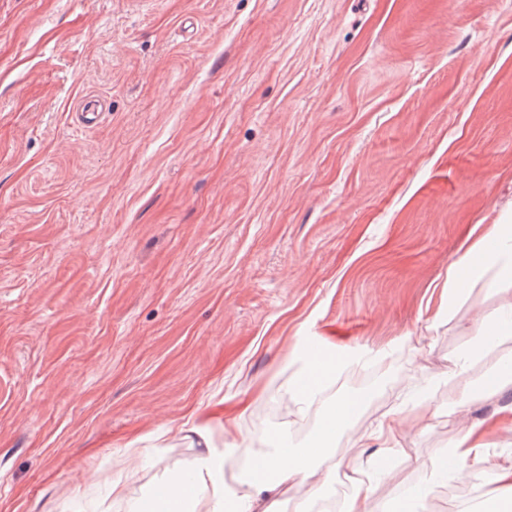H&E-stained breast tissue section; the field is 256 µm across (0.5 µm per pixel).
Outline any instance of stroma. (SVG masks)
Wrapping results in <instances>:
<instances>
[{
    "label": "stroma",
    "instance_id": "35a3bbf8",
    "mask_svg": "<svg viewBox=\"0 0 512 512\" xmlns=\"http://www.w3.org/2000/svg\"><path fill=\"white\" fill-rule=\"evenodd\" d=\"M509 210L512 0H0V512H127L193 467L190 413L232 471L356 396L323 499L385 457L384 512H485L496 484L427 473L512 407L481 387L512 340L465 421L446 377L495 303L448 268ZM314 337L375 389L300 410ZM418 396L400 453L370 440Z\"/></svg>",
    "mask_w": 512,
    "mask_h": 512
}]
</instances>
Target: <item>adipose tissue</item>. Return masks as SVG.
I'll use <instances>...</instances> for the list:
<instances>
[{
  "mask_svg": "<svg viewBox=\"0 0 512 512\" xmlns=\"http://www.w3.org/2000/svg\"><path fill=\"white\" fill-rule=\"evenodd\" d=\"M485 281L497 297L495 309L480 314L475 330L474 352H482L503 341L512 339V220L487 225L482 239L467 252L463 263L448 271V293L456 296L465 280ZM473 354L458 356L448 369L455 390L448 398V413L463 419L474 394L470 378ZM302 369L292 384L290 393L302 404L318 401L322 382L330 378L338 367L332 352L316 356L303 350L299 353ZM361 410L359 399H340L324 415L320 443L305 448L281 445L277 451L262 460L271 473L270 479L252 480L244 492H236L224 480V455L216 451L207 431L198 425L187 427L194 443L200 447L195 466L190 474L166 478L151 496L131 503L130 512H267L264 501L279 489H293L298 484L309 485L313 493L325 490L330 479L323 469L326 447L331 446L337 430L356 417ZM489 430L486 424L464 427L456 444V454L469 462L470 474L494 471L499 487L512 492V469L492 470L491 462L481 453Z\"/></svg>",
  "mask_w": 512,
  "mask_h": 512,
  "instance_id": "obj_1",
  "label": "adipose tissue"
}]
</instances>
